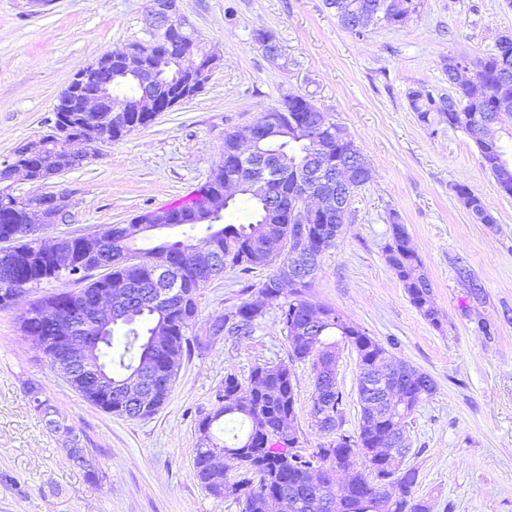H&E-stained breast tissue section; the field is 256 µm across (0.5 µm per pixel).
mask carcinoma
I'll return each mask as SVG.
<instances>
[{"label": "carcinoma", "instance_id": "obj_1", "mask_svg": "<svg viewBox=\"0 0 512 512\" xmlns=\"http://www.w3.org/2000/svg\"><path fill=\"white\" fill-rule=\"evenodd\" d=\"M335 10L340 23L357 35L362 34L361 14L383 6L388 14L387 25L396 26L394 12L405 16L417 13L419 0H326ZM481 80L488 96L481 101L472 99L466 88H453L457 106L466 117L455 120L454 113L442 112L433 96L423 87L413 89L408 98L419 120L430 121V114L439 113V119L448 127L461 129L476 143L483 166L494 178H499L503 162L508 160L506 148L499 142L484 143L478 130L487 124L502 123L512 115V55L488 54L481 59ZM315 108L307 97L288 95L287 111L259 113L255 124L263 129L278 123L274 136L258 142L251 163L256 175L264 176L270 195L263 199L248 196L251 204L245 207V222L216 223L224 215H216L208 222H197L194 213L199 201L215 188L224 187V178L234 172V165L219 163L206 183L198 189V197L190 204L174 210L144 214L138 222L147 224L189 225L200 228L202 236L176 240L168 247L158 245L137 255L143 264L134 268L120 261L111 269L93 278L97 263L85 262L75 270L83 282L78 291H63L44 296L29 303L20 320L23 336L29 341L44 342L41 350L50 364H55L56 352L48 343L54 329L44 312L60 303H74L81 298L90 304L106 287L108 279H128L138 291L147 295L149 304L132 301H114L123 318L117 328L122 330L119 345H114V333L102 336L97 344L94 363L109 366L113 381L112 413L129 419H141L156 414L168 401L179 365H169V357L179 361L192 350H202L224 341H240L253 336L261 327L266 314L274 309L293 361H308L314 375V392L310 418L318 431L332 440L317 448L290 452L284 443L299 445L295 434L294 379L290 367L283 363L259 364L251 371L248 384L230 373L216 393L217 407L197 421L198 444L194 459V475L201 487L216 498H232L242 506L241 512H430V505L415 497L418 470L404 469L397 481L395 493L387 491L391 484V462L388 456L375 454L378 445L405 429L407 420L424 397L434 392L431 377L402 362L388 360V351L365 330L347 321L334 308L317 305L308 298V288L319 264V257L336 245L325 242L316 251V258L289 257L295 225L282 220L290 200L294 198V171H316L324 162V154L340 150L348 152L355 142L342 127H337L339 139H332L307 129L289 126L294 116ZM54 126L67 128L73 138L55 139L52 148L33 152L25 144L14 151L13 159L31 170L36 177L70 169L62 158L75 143L91 141L106 133L108 141L126 136L109 124H89L77 112L55 109ZM28 202L5 188H0V234L8 228L12 245L0 253V307H8L23 298L45 281L58 280L62 273L50 267L49 257L43 254L40 237L28 233L25 210ZM392 243L386 249V260L402 282L411 304L434 326L440 324V313L434 306L432 287L423 264L412 245L411 238L398 222V215L390 214ZM128 224H108L99 238L87 243V250L97 249L118 256L134 250L135 240L128 238ZM276 237L283 243L278 255L255 246L265 237ZM214 246L221 268H240L245 274L255 269L273 268L249 298L241 301L224 315L214 319L208 327L206 340L187 337V332L198 316V293L209 278L199 273L200 257L196 250ZM167 267L181 271L180 293L164 304H150L156 297L153 272ZM357 353L361 373L387 371L394 385L390 401L384 402L357 391L360 405L358 429L343 431L344 411L342 394L336 386V353L341 346ZM148 372L156 387V405L147 411L124 403L120 395L129 376ZM246 423L248 427L233 442L223 444L213 432L217 422ZM223 447L233 452L238 475L228 476L223 466L207 463L209 448ZM343 473L346 483L340 491H333L336 476Z\"/></svg>", "mask_w": 512, "mask_h": 512}]
</instances>
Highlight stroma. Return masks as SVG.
<instances>
[{
  "label": "stroma",
  "mask_w": 512,
  "mask_h": 512,
  "mask_svg": "<svg viewBox=\"0 0 512 512\" xmlns=\"http://www.w3.org/2000/svg\"><path fill=\"white\" fill-rule=\"evenodd\" d=\"M149 0H0V162L37 140L75 74L102 54L143 37ZM180 15L218 63L204 90L148 126L105 145L83 167L18 193L51 192L69 203L52 237H82L106 224L185 196L224 157L226 131L243 132L285 95L307 96L342 126L372 170L351 198L335 247L323 254L309 299L338 310L386 345L390 358L429 375L433 395L407 427L406 466L419 472L415 495L431 512H512V195L484 168L474 140L447 123L425 124L409 105L419 86L447 94L448 58L476 60L512 34L507 0H420L401 26L358 36L325 0H178ZM270 33L281 49L269 60L254 39ZM468 185L494 214L478 222L459 200ZM417 251L440 312L432 325L411 304L386 262L390 213ZM468 265L472 278L458 274ZM225 269L198 295L192 336L258 283ZM482 299H475L474 288ZM26 301L0 309V512H240L209 495L194 476L195 426L214 410L227 373L248 381L265 362L291 363L295 428L305 447L327 442L311 423L313 374L290 362L278 314L269 311L251 338L219 342L183 357L168 402L128 419L104 412L51 367L26 340ZM494 332H477L478 321ZM357 356L343 349L337 386L344 428L359 422ZM73 428L92 469L74 464L66 435L48 430L36 399Z\"/></svg>",
  "instance_id": "35a3bbf8"
}]
</instances>
